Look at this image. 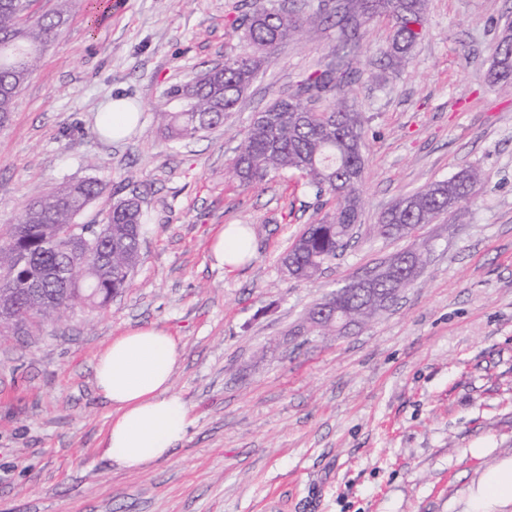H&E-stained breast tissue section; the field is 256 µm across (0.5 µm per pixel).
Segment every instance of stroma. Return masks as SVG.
I'll return each mask as SVG.
<instances>
[{
  "instance_id": "stroma-1",
  "label": "stroma",
  "mask_w": 512,
  "mask_h": 512,
  "mask_svg": "<svg viewBox=\"0 0 512 512\" xmlns=\"http://www.w3.org/2000/svg\"><path fill=\"white\" fill-rule=\"evenodd\" d=\"M251 4L73 0L0 125V225L100 169L106 194L79 223L137 194L146 225L121 296L0 341V512H464L482 472L512 458V94L487 73L512 0H428L399 70L383 60L387 17L364 20L349 56L365 118L357 236L302 282L281 259L332 200L291 172L238 186L230 165L252 115L331 61L337 28L278 46L222 129L170 142L155 119L166 88L246 49L228 13ZM119 96L141 121L116 144L96 115ZM468 166L483 179L466 203L404 238L374 232L398 198ZM228 224L254 241L232 270L208 254ZM418 248L426 263L393 306L337 336L300 334L314 303ZM140 326L175 339L191 424L170 458L131 471L104 454L94 364Z\"/></svg>"
}]
</instances>
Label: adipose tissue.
<instances>
[{"instance_id": "obj_1", "label": "adipose tissue", "mask_w": 512, "mask_h": 512, "mask_svg": "<svg viewBox=\"0 0 512 512\" xmlns=\"http://www.w3.org/2000/svg\"><path fill=\"white\" fill-rule=\"evenodd\" d=\"M253 254L248 225L229 224L213 238L210 255L234 268ZM179 364L174 339L154 327H138L115 337L96 358L95 384L111 408L105 437L108 458L141 470L168 458L185 438L189 409L171 390ZM512 503V458L486 469L470 491L466 512H494Z\"/></svg>"}]
</instances>
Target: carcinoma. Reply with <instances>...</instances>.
<instances>
[{"mask_svg": "<svg viewBox=\"0 0 512 512\" xmlns=\"http://www.w3.org/2000/svg\"><path fill=\"white\" fill-rule=\"evenodd\" d=\"M36 0H0V123L9 118L20 88L38 66L48 43L57 40L71 0H57L50 14H36ZM353 22L340 25V38L356 32L360 18L384 15L392 28L386 53L399 69L409 60L426 22L427 0H353ZM332 7L319 3L309 10H286L273 0H253L250 14L235 18L245 27L251 51L225 57L184 85L164 92L180 102L169 112L160 104L157 115L164 139L194 138L224 126L243 93L284 41L309 33L330 18ZM491 84L512 91V23L505 24L494 46L488 71ZM353 73L340 63L315 70L285 96L254 114L232 159L236 181L261 184L291 171L306 180L318 196L334 200L332 211L307 224L282 258L287 276L308 280L348 246L360 223L359 194L365 175L364 117L348 103ZM474 166L448 179L433 181L405 195L381 216L377 233L404 237L430 224L467 200L482 181ZM107 187L98 175L85 177L29 198L18 223L0 230V338L9 331L29 333L48 319L75 308H102L130 284L140 258L144 213L139 196L121 199L90 224L88 241L74 238L72 224ZM424 265V252L399 253L377 267V274L353 294L338 288L331 295L351 324L388 306L371 305L375 295L389 297L410 287Z\"/></svg>", "mask_w": 512, "mask_h": 512, "instance_id": "carcinoma-1", "label": "carcinoma"}]
</instances>
